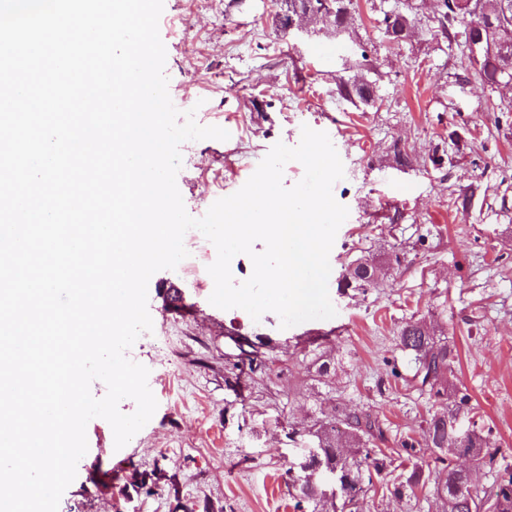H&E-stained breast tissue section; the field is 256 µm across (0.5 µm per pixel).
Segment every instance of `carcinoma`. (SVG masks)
Masks as SVG:
<instances>
[{
	"label": "carcinoma",
	"mask_w": 512,
	"mask_h": 512,
	"mask_svg": "<svg viewBox=\"0 0 512 512\" xmlns=\"http://www.w3.org/2000/svg\"><path fill=\"white\" fill-rule=\"evenodd\" d=\"M302 11H325L322 26H341L349 16L352 0H288ZM497 0H440L444 18L462 26L464 43L479 45L477 55L469 56L479 67L484 81L496 85L507 77L512 80V12L506 24L479 29L475 18L492 11ZM409 18L400 11H385L380 24L391 41L400 39ZM337 94L352 103L369 105L375 100V83L342 80ZM344 287L363 291L377 285V264L370 256H360L347 264ZM399 348L413 361L412 381L433 401L426 421L424 442L411 437L399 441L397 457L386 454L380 445L386 442L385 430L370 412L336 408L330 417L288 433L299 448L288 467V495L295 507L312 506L311 512H362L364 501L373 488L372 476L392 483L398 498L416 497V490L429 487L434 512H512V466L500 449L488 446L490 430L471 415L470 395L455 382L454 348L448 337L435 333L424 320H411L398 332ZM432 450L434 466L424 463L421 449ZM472 456L473 467L495 474L486 488L472 489L467 478L455 467L460 451ZM401 471L388 480L395 459ZM165 484L178 492L175 477L160 469L138 474L132 483L135 491L153 495Z\"/></svg>",
	"instance_id": "carcinoma-1"
}]
</instances>
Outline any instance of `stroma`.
Listing matches in <instances>:
<instances>
[{
	"label": "stroma",
	"instance_id": "stroma-1",
	"mask_svg": "<svg viewBox=\"0 0 512 512\" xmlns=\"http://www.w3.org/2000/svg\"><path fill=\"white\" fill-rule=\"evenodd\" d=\"M413 2L411 33L393 44L380 20L407 10L404 0H353L339 38L275 31L273 0H164L170 98L230 134L181 144L176 184L187 213L200 217L243 187L253 171L240 157L257 164L276 143L297 146L303 127L326 132L344 167L332 194L349 210L329 254L337 314L284 329L273 312L256 321L213 306L210 274L156 272L153 329L126 355L148 369L157 409L120 449L105 419L89 421L88 450L58 512H175L179 503L295 512L290 427L347 406L378 414L385 453L421 438L431 403L411 388L396 341L420 318L447 333L458 385L512 462V87L483 82L461 41L443 34L435 0ZM342 76L374 81V103L341 99ZM363 252L379 264V287L341 289L344 265ZM172 286L183 294L178 311L167 302ZM241 337L261 344L256 370L239 364ZM323 363L332 372L321 377ZM157 467L176 476L178 494L118 499L104 487Z\"/></svg>",
	"mask_w": 512,
	"mask_h": 512
}]
</instances>
